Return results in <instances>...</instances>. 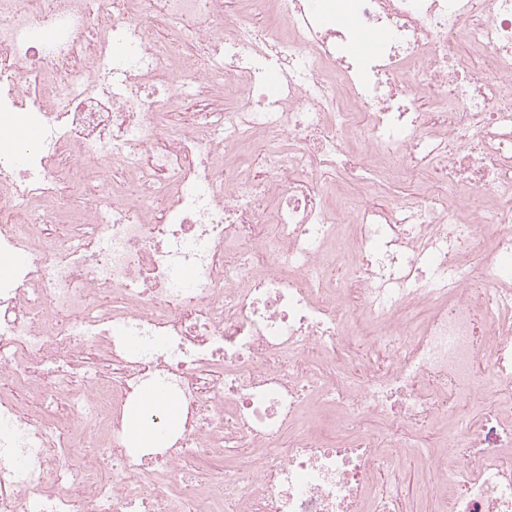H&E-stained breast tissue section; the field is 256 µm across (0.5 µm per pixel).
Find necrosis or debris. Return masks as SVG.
Instances as JSON below:
<instances>
[{"label": "necrosis or debris", "instance_id": "necrosis-or-debris-1", "mask_svg": "<svg viewBox=\"0 0 512 512\" xmlns=\"http://www.w3.org/2000/svg\"><path fill=\"white\" fill-rule=\"evenodd\" d=\"M247 2L0 0V512H512V0ZM157 393L164 396L163 401H155L154 396ZM150 412H158L163 416L165 431H173L179 426L177 405L174 399L158 391L146 392L142 401L130 412L127 420L131 424V428H129L130 440L138 447H153L155 431L144 423L145 416Z\"/></svg>", "mask_w": 512, "mask_h": 512}]
</instances>
